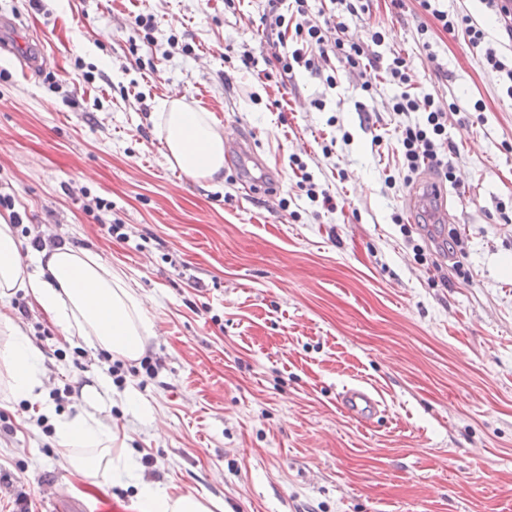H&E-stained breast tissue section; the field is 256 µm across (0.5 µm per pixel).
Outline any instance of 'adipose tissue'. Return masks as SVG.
<instances>
[{
  "mask_svg": "<svg viewBox=\"0 0 512 512\" xmlns=\"http://www.w3.org/2000/svg\"><path fill=\"white\" fill-rule=\"evenodd\" d=\"M157 124L171 166L195 181L221 175L225 131L208 112L174 98L160 104ZM18 289L25 290L65 339L80 338L114 357L139 359L155 335L136 290L99 256L63 244L44 247L33 264H24L15 230L0 216V298ZM0 335L6 339L0 361L9 376V398L50 412L37 370L38 350L17 324L2 315ZM111 399V386L98 382L85 387L75 416L55 419L54 438L71 466L98 485L134 486L136 512H212V501L203 495L173 494L140 478L125 448L116 446L104 417Z\"/></svg>",
  "mask_w": 512,
  "mask_h": 512,
  "instance_id": "ef3b65f1",
  "label": "adipose tissue"
}]
</instances>
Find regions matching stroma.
<instances>
[{
  "mask_svg": "<svg viewBox=\"0 0 512 512\" xmlns=\"http://www.w3.org/2000/svg\"><path fill=\"white\" fill-rule=\"evenodd\" d=\"M267 11L0 0V195L23 229L122 273L153 319L107 409L143 480L215 512H512V99L418 0L346 16L353 38L384 28L375 53L405 57L412 94L457 106L446 208L409 212L401 86L380 75L366 93L341 66L332 86L274 75ZM175 92L251 143L268 190L246 193L230 152L218 184L167 163L154 112ZM0 313L39 350L44 390L68 388L55 415L108 379L104 352L65 340L24 291ZM358 385L382 404L367 425L339 406ZM36 418L0 389V512H134V488L89 486Z\"/></svg>",
  "mask_w": 512,
  "mask_h": 512,
  "instance_id": "35a3bbf8",
  "label": "stroma"
}]
</instances>
